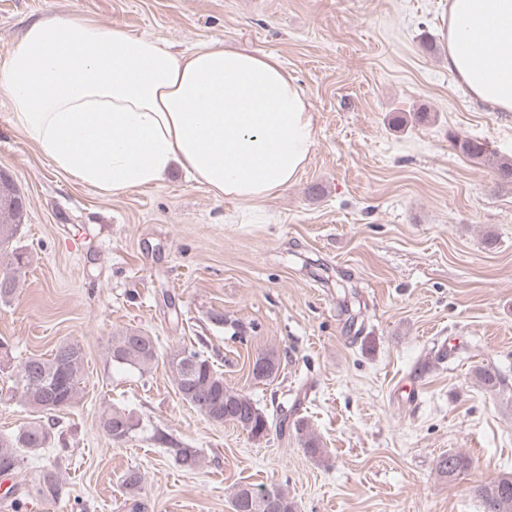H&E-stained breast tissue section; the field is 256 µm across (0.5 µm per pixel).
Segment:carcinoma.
I'll list each match as a JSON object with an SVG mask.
<instances>
[{"mask_svg":"<svg viewBox=\"0 0 512 512\" xmlns=\"http://www.w3.org/2000/svg\"><path fill=\"white\" fill-rule=\"evenodd\" d=\"M454 146L466 157L478 162L493 161L499 179L512 182V158L499 157L488 145L474 138L455 139ZM24 209L18 199L0 190V263L5 271L0 274V302H7L15 293L17 273L26 265L27 256L16 246ZM110 360L120 366L146 371L158 358L155 337L137 328H127L113 334L107 342ZM84 352L76 342H62L47 357L32 356L20 363L16 372L9 373L11 388L18 392L21 402L29 412V421L11 434L0 437V475L7 476L21 469L25 459L43 448L50 447L54 434L44 418L71 408L79 397L80 381L84 368ZM169 367L182 400L214 424L232 422L249 436L256 438L268 434L271 420L253 398L224 384V376L198 350L180 347L170 353ZM279 360L273 353L259 355L252 369V378L258 382L276 376ZM100 425L113 442L121 443L131 437L135 424L133 418L118 408L101 412ZM303 439V447L314 457L323 453L320 442L307 431L304 421L295 424ZM179 464L186 469L199 465L198 449L176 451ZM468 458L460 452L440 455L436 462L439 475L454 479L468 467ZM143 474L135 469L122 476V486L129 494L142 489ZM267 492L281 507V512H295L294 502L277 488L265 490L252 485H239L231 494V505L239 503L249 492ZM35 495L43 501L57 503L65 495L59 470L49 467L40 472L34 486ZM475 493L481 498L484 512H512V476L505 475L489 485H480Z\"/></svg>","mask_w":512,"mask_h":512,"instance_id":"carcinoma-1","label":"carcinoma"}]
</instances>
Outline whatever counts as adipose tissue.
Returning <instances> with one entry per match:
<instances>
[{
  "label": "adipose tissue",
  "mask_w": 512,
  "mask_h": 512,
  "mask_svg": "<svg viewBox=\"0 0 512 512\" xmlns=\"http://www.w3.org/2000/svg\"><path fill=\"white\" fill-rule=\"evenodd\" d=\"M448 69L512 112V0H448ZM14 127L56 170L106 193L180 166L216 198H271L316 144L312 105L275 56L199 42L176 53L83 17L30 23L0 60Z\"/></svg>",
  "instance_id": "adipose-tissue-1"
}]
</instances>
